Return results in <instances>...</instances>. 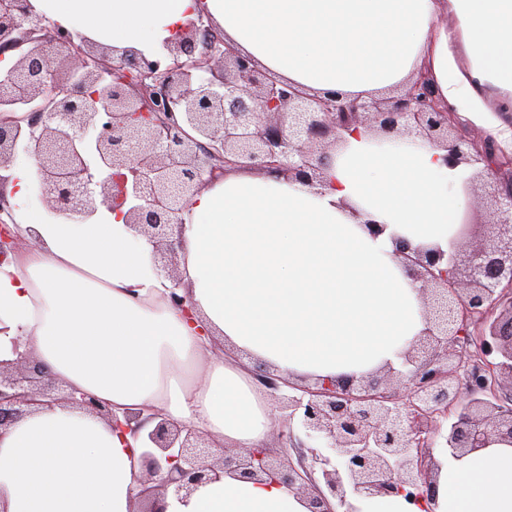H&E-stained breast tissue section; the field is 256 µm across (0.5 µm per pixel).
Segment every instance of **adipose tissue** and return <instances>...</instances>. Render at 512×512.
<instances>
[{"instance_id":"adipose-tissue-1","label":"adipose tissue","mask_w":512,"mask_h":512,"mask_svg":"<svg viewBox=\"0 0 512 512\" xmlns=\"http://www.w3.org/2000/svg\"><path fill=\"white\" fill-rule=\"evenodd\" d=\"M115 54H151L196 0H31ZM226 43L309 93L370 98L429 70L448 110L512 155V0H205ZM450 25H443V18ZM13 229L30 246L0 262V361L17 353L116 414L154 409L218 447L263 441L247 369L213 341L296 375L401 368L427 328L421 282L396 258L449 249L464 210L460 169L414 139L346 133L323 182L230 171L193 198L178 275L194 321L168 306L153 243L116 214L69 223L37 203L32 159L6 172ZM384 225L371 235L367 224ZM141 442L68 406L24 415L0 438V512H133ZM433 512H512V444L439 449ZM166 512H308L266 481L225 473Z\"/></svg>"}]
</instances>
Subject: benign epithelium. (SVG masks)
<instances>
[{
  "mask_svg": "<svg viewBox=\"0 0 512 512\" xmlns=\"http://www.w3.org/2000/svg\"><path fill=\"white\" fill-rule=\"evenodd\" d=\"M0 49L20 51L12 79L0 85V114L26 113L27 130L0 119V170L18 153L35 160L41 199L53 215L87 219L105 210L155 243L154 265L173 282L168 303L193 315L178 293L176 233L194 194L231 169H262L314 185L328 148L342 132L362 126L382 136L416 135L446 151L452 169L487 157L420 72L398 95L368 101L335 93L308 94L261 69L224 42L199 10L165 42L166 66L142 53L110 56L90 41L38 14L31 0H0ZM483 182L492 211L479 243L456 238L449 251L396 254L423 283L424 335L403 354L407 371L387 366L359 379L317 378L306 385L259 364L256 380L280 400L272 435L281 447L299 431L310 455L279 457L261 444L215 449L193 425L155 412L124 414L125 430L147 423L135 499L138 512H164L168 491L190 493L230 470L269 480L301 495L309 512H335L347 495L402 494L425 510L432 497V442L427 422L454 420L446 431L453 453L512 442V180L490 170L463 181L465 194ZM13 207L0 189V262L15 251L7 224ZM479 338L474 364L451 378L448 347ZM69 404L109 422L112 405L67 389L30 356L0 361V437L35 407Z\"/></svg>",
  "mask_w": 512,
  "mask_h": 512,
  "instance_id": "7a95c632",
  "label": "benign epithelium"
}]
</instances>
